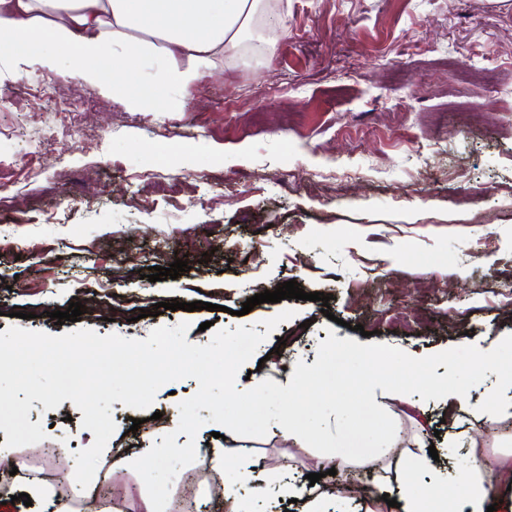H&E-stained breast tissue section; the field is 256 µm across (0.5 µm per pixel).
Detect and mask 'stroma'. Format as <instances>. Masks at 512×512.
Here are the masks:
<instances>
[{
	"label": "stroma",
	"instance_id": "obj_1",
	"mask_svg": "<svg viewBox=\"0 0 512 512\" xmlns=\"http://www.w3.org/2000/svg\"><path fill=\"white\" fill-rule=\"evenodd\" d=\"M279 23L256 31L273 40L257 61L217 57L178 112H137L111 92L30 63L17 76L0 60V332L18 326L55 336L83 327L142 340L188 322L186 336L210 343L214 329L265 333L250 359L287 385L297 362L313 365L328 335L360 340L376 332L413 357L484 336H512V0H263ZM473 101L486 121L463 126ZM189 266L175 281L149 282L150 267ZM295 280L329 303L284 299L249 313L247 298ZM81 301L79 322L51 312ZM203 301L207 310L163 311L157 303ZM330 315H323V308ZM295 317L266 333L264 322ZM148 317H141V310ZM213 329L201 330L204 322ZM496 374L469 391L448 421L443 400H374L395 420L388 452L354 463L352 500L335 498L345 471L327 475V455L281 436L217 438L205 425L177 445L232 442L284 478L314 488L326 512H370L363 490L395 463L435 445V472L488 465L502 484L512 464V405L479 412ZM71 400L53 410L33 401L30 423L44 440L13 448L0 476L20 464L55 481L88 448L92 431ZM54 457H44V449ZM194 512H230L218 470L195 460ZM103 512H130L146 487L131 468L115 471Z\"/></svg>",
	"mask_w": 512,
	"mask_h": 512
}]
</instances>
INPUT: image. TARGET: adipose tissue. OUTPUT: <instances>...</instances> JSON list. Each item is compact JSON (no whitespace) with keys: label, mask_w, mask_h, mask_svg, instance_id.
<instances>
[{"label":"adipose tissue","mask_w":512,"mask_h":512,"mask_svg":"<svg viewBox=\"0 0 512 512\" xmlns=\"http://www.w3.org/2000/svg\"><path fill=\"white\" fill-rule=\"evenodd\" d=\"M260 7L261 0H0V51L14 69L35 60L52 73L64 51L68 73L89 87L111 86L138 110L175 112L213 58L237 55ZM210 462L224 471L233 512H249L252 497L272 484L282 498L300 500V512H324L321 498L259 469L244 451L230 469L223 452H212ZM429 463L418 456L395 482L374 485L373 501L395 499L387 512H487L496 493L481 477L482 460L472 459L448 497L438 484L412 487L414 471Z\"/></svg>","instance_id":"adipose-tissue-1"}]
</instances>
